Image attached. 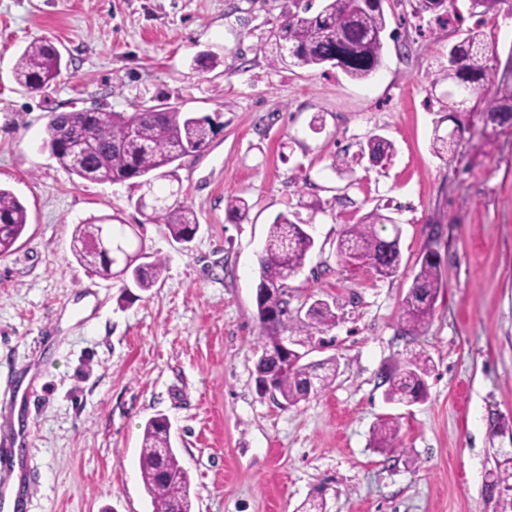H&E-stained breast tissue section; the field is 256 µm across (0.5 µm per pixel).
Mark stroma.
<instances>
[{
	"instance_id": "stroma-1",
	"label": "stroma",
	"mask_w": 512,
	"mask_h": 512,
	"mask_svg": "<svg viewBox=\"0 0 512 512\" xmlns=\"http://www.w3.org/2000/svg\"><path fill=\"white\" fill-rule=\"evenodd\" d=\"M414 3L387 0L383 65L355 80L269 64L260 47L281 0H0V186L28 212L0 257V439L28 440L17 512H151L138 460L159 414L193 512H296L316 494L326 512H497L485 482L512 451V127L483 135L494 79L458 111L456 152H434L449 126L448 46L473 21L451 29L414 17ZM482 32L505 73L512 12L488 13ZM40 38L62 72L30 92L12 68ZM157 105L222 125L161 183L198 216L184 244L136 208L135 181L80 179L41 147L52 113ZM374 134L392 143L389 160L344 172L339 158ZM230 194L247 200L246 217L227 212ZM383 205L401 231L391 278L336 256L346 226ZM283 213L315 239L287 281L292 317L318 298L336 313L335 326L295 334L297 348L339 365L329 389L294 406L260 394L254 371L258 259ZM110 214L164 260L149 290L73 256L77 225ZM427 249L442 289L409 336L401 302ZM418 352L432 361L426 400L387 402V370ZM385 417L399 427L393 452L373 445Z\"/></svg>"
}]
</instances>
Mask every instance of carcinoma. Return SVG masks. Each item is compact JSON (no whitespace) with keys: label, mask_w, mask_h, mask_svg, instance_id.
Wrapping results in <instances>:
<instances>
[{"label":"carcinoma","mask_w":512,"mask_h":512,"mask_svg":"<svg viewBox=\"0 0 512 512\" xmlns=\"http://www.w3.org/2000/svg\"><path fill=\"white\" fill-rule=\"evenodd\" d=\"M469 14L483 16L499 9L505 0H469ZM314 0H282L283 23L273 43V65L298 68L330 64L353 79H365L375 73L383 61L384 8L371 0H322L313 10ZM455 0H416L414 14L432 13L451 20L456 13ZM482 33L474 29L448 48V66L443 79L454 83L456 91L448 93V111L457 112L477 87L489 81L495 66ZM62 57L49 39L30 42L13 66L15 82L29 91L41 89L61 74ZM486 122L504 126L512 122V81L484 107ZM135 137H127L128 129ZM462 128L456 124L441 136L435 135L437 153L454 151ZM98 136L94 148L78 158L66 147L65 139L73 135ZM214 134L209 116L196 117L172 107L143 109L131 114L100 109L59 112L46 125L45 148L69 173L98 183H122L131 179H150L148 193L153 197V218L166 224L177 242L189 243L199 229L196 213L189 206L170 205L174 191L162 195L155 183L172 177L167 164L179 152L186 156L201 151ZM392 143L380 135L370 137L353 158L356 164L367 161L378 166L388 159ZM28 223L26 207L9 189L0 187V257L13 251ZM394 220L376 210L357 224L349 225L337 243L340 262L354 268H367L376 275L393 276L401 263L400 242L388 243L381 234L383 225ZM112 238V258L104 257L94 266L95 273L106 278L129 281L141 290L151 288L164 269L157 258L151 262L122 263L123 256L144 251L143 245L132 247L125 225L111 224L109 218H93L77 225L72 254L87 262L86 245L98 240L102 232ZM314 248V239L299 224L281 215L270 226L259 257V283L256 291L257 319L261 328V354L255 364L256 380L271 376L272 398L280 397L288 406L306 401L329 388L336 379L338 362L329 357L306 361L305 355L283 349L284 333L330 327L336 314L324 299L314 300L305 313L307 321L291 325L288 313L286 281L305 264ZM412 283L402 302V318L410 332H418L432 316L440 294V261L427 250L420 254ZM431 359L416 353L385 378L386 399L394 403L411 402L427 395L426 377ZM397 427L390 419L382 420L374 430V443L388 449L394 445ZM139 467L144 487L151 498L152 512H191L190 477L171 445L168 422L162 416L149 419L143 430ZM512 491V457L504 459L490 474L486 493L497 497L502 509H512V497L500 492Z\"/></svg>","instance_id":"carcinoma-1"}]
</instances>
